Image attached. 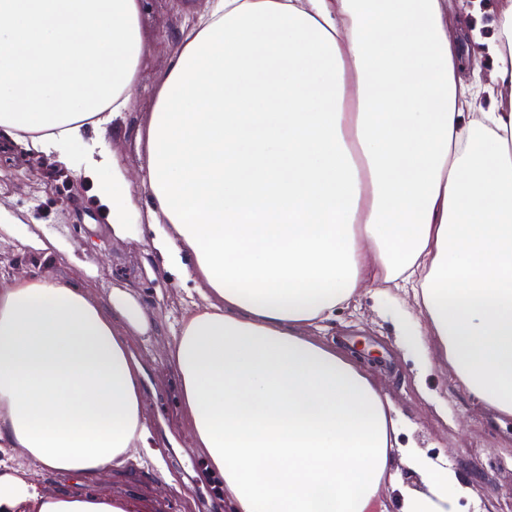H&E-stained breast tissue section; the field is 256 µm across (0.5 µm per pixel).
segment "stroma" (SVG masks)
<instances>
[{
  "label": "stroma",
  "mask_w": 512,
  "mask_h": 512,
  "mask_svg": "<svg viewBox=\"0 0 512 512\" xmlns=\"http://www.w3.org/2000/svg\"><path fill=\"white\" fill-rule=\"evenodd\" d=\"M204 0H143L142 55L131 91L129 112L115 132L88 129L85 141L70 146L74 168L51 158L34 159L0 140V243L11 242L12 258H0V289L20 275L70 277L89 283L90 294L108 302L114 289H132L152 322L151 331L131 340L130 353L144 374V414L169 470V486L150 465L127 464L99 474L94 485L115 496L143 501L147 512H200L202 499L217 495L219 476L210 474L205 455L192 448L189 425L178 408L177 380L165 365L177 321L191 298L185 283L154 265L147 241L120 239L80 176L87 151L117 154L141 203H148L142 180L146 153L141 138L154 106L157 80L180 48L181 28ZM63 244L71 260L43 257L21 243V231ZM412 299L391 291L364 293L358 313L343 310L329 333L349 348L364 346L377 362L369 370L394 405L399 449H414L460 480L480 477L486 494L483 512H500L495 491L512 482V416L497 412L455 387L445 367L420 372L413 351L397 336L395 321L412 310Z\"/></svg>",
  "instance_id": "35a3bbf8"
}]
</instances>
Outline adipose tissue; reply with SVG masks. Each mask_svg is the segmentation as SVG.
Listing matches in <instances>:
<instances>
[{"label":"adipose tissue","mask_w":512,"mask_h":512,"mask_svg":"<svg viewBox=\"0 0 512 512\" xmlns=\"http://www.w3.org/2000/svg\"><path fill=\"white\" fill-rule=\"evenodd\" d=\"M466 36L448 0H206L148 117L147 209L116 156L86 155L114 235L143 217L160 268L201 285L167 363L225 512H388L392 403L324 340L370 287L411 296L399 331L424 363L512 416V0L488 46L497 104L461 73ZM140 55L141 0H0V132L70 164L128 110ZM149 329L126 291L0 290V512H136L48 495L35 469L171 480L127 343ZM404 462L426 489L400 512H454L456 476Z\"/></svg>","instance_id":"1"}]
</instances>
